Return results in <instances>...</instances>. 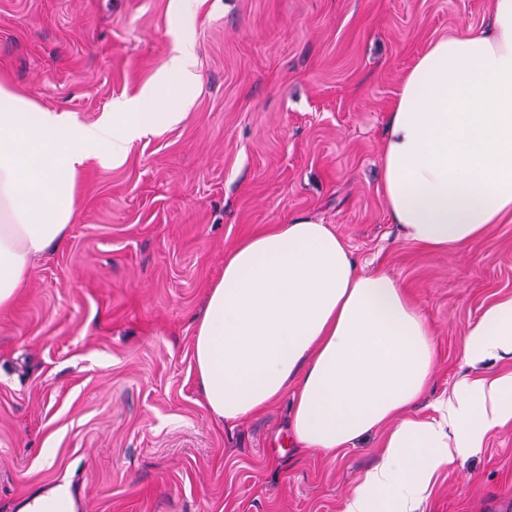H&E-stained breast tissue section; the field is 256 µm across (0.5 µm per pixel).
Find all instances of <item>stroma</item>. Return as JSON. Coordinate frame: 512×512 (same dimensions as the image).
I'll use <instances>...</instances> for the list:
<instances>
[{
  "mask_svg": "<svg viewBox=\"0 0 512 512\" xmlns=\"http://www.w3.org/2000/svg\"><path fill=\"white\" fill-rule=\"evenodd\" d=\"M0 0V77L98 122L195 43L187 118L88 161L77 214L0 314V512L58 486L77 512H341L380 458L290 447L287 405L227 425L206 409L193 340L224 252L292 217L330 225L433 326L428 393L466 373L467 324L512 295V217L464 251L401 239L380 145L405 73L488 0ZM420 512H512V428L441 475Z\"/></svg>",
  "mask_w": 512,
  "mask_h": 512,
  "instance_id": "35a3bbf8",
  "label": "stroma"
}]
</instances>
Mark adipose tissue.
<instances>
[{
    "instance_id": "ef3b65f1",
    "label": "adipose tissue",
    "mask_w": 512,
    "mask_h": 512,
    "mask_svg": "<svg viewBox=\"0 0 512 512\" xmlns=\"http://www.w3.org/2000/svg\"><path fill=\"white\" fill-rule=\"evenodd\" d=\"M194 43L179 36L158 81L87 126L0 79V311L59 243L89 158L120 162L134 140L187 116ZM388 215L406 242L461 251L512 215V0L487 26L439 38L405 75L381 145ZM194 361L208 412L224 424L290 402L293 447L338 454L382 431L380 460L342 512H417L442 471L512 428V295L470 321L469 371L418 410L437 338L406 288L367 272L326 224L304 217L224 254L196 324Z\"/></svg>"
}]
</instances>
